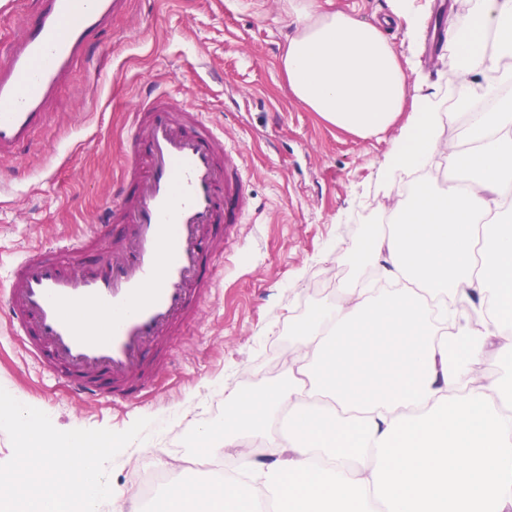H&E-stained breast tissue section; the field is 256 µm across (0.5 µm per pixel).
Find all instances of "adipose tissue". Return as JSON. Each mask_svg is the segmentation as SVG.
<instances>
[{
	"instance_id": "ef3b65f1",
	"label": "adipose tissue",
	"mask_w": 512,
	"mask_h": 512,
	"mask_svg": "<svg viewBox=\"0 0 512 512\" xmlns=\"http://www.w3.org/2000/svg\"><path fill=\"white\" fill-rule=\"evenodd\" d=\"M288 8L294 97L362 137L402 122L395 165L449 188L415 185L367 242L400 287L341 288L300 325L287 378L235 395L210 454L243 460L254 483L177 482L164 512H512V370H475L489 347L512 355V0H468L453 20L457 83L492 102L445 115L410 98L412 64L380 26L318 0Z\"/></svg>"
}]
</instances>
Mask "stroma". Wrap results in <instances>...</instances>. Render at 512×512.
I'll return each instance as SVG.
<instances>
[{"mask_svg":"<svg viewBox=\"0 0 512 512\" xmlns=\"http://www.w3.org/2000/svg\"><path fill=\"white\" fill-rule=\"evenodd\" d=\"M294 27L288 0H131L91 54L99 77L77 64L57 94L38 148L0 163V279L28 249L80 235L112 198L126 151L129 115L142 98L165 91L202 113L240 153L248 203L230 235L214 297L199 322L149 354L153 375L134 400L105 405L70 396L41 375L0 318V388L45 412L62 431L128 429L151 419L145 442H133L108 467L127 487L141 464L168 481L210 478L197 432L223 421L234 394L274 386L288 373L280 355L297 345L296 326L340 288L377 276L383 259L360 255L368 236L388 226L403 172L389 151L400 126L361 138L323 120L292 95L281 56ZM386 27L420 77L410 95L436 92L435 109L454 110L448 78L452 51L434 54L427 37ZM181 459L184 468L169 464Z\"/></svg>","mask_w":512,"mask_h":512,"instance_id":"35a3bbf8","label":"stroma"}]
</instances>
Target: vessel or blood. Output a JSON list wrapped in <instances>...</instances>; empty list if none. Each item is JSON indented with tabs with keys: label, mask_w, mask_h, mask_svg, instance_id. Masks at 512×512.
I'll return each instance as SVG.
<instances>
[{
	"label": "vessel or blood",
	"mask_w": 512,
	"mask_h": 512,
	"mask_svg": "<svg viewBox=\"0 0 512 512\" xmlns=\"http://www.w3.org/2000/svg\"><path fill=\"white\" fill-rule=\"evenodd\" d=\"M0 51V160L21 156L52 119L74 65L128 0H37ZM121 179L99 222L75 241L28 251L0 289L12 333L76 396L117 404L141 393L149 347L198 322L224 257L211 237L240 209V159L197 110L164 92L132 114ZM124 227L111 239L109 225ZM100 252L81 265L86 249Z\"/></svg>",
	"instance_id": "vessel-or-blood-1"
}]
</instances>
